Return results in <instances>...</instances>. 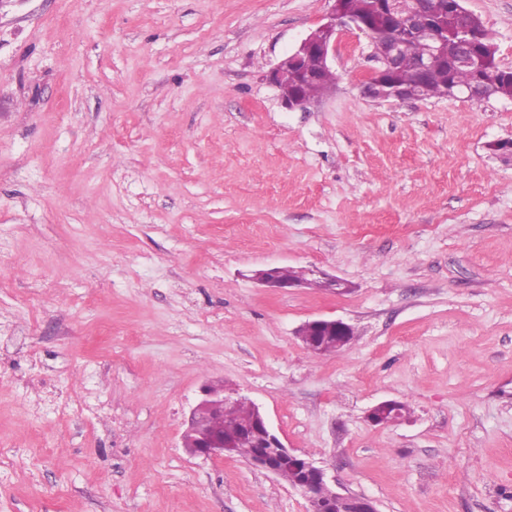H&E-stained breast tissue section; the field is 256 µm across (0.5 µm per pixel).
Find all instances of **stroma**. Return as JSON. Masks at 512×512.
<instances>
[{"label": "stroma", "instance_id": "obj_1", "mask_svg": "<svg viewBox=\"0 0 512 512\" xmlns=\"http://www.w3.org/2000/svg\"><path fill=\"white\" fill-rule=\"evenodd\" d=\"M332 5L0 6V512H306L185 450L207 382L378 512H512V101L366 98L353 32L286 108L264 75ZM464 5L512 68V0ZM279 267H269L266 269H262L256 272L255 274V280L262 286L266 288H272L274 290H284L287 288H293L298 287L302 285H314L318 284L319 287L323 288H331L333 290L338 291H347L348 288L342 280L336 279L334 276H329L325 273H322V278L324 280L317 281V280H306L302 277L296 280H288L291 278H295L299 275H301L298 271L294 270L290 267L282 266L279 270V277L283 280H286L288 282L281 281L276 276V270H278ZM296 334L306 349L316 355L329 354L336 345L338 348H344L354 336L353 329L349 324L341 320L324 318L305 322L299 327ZM310 336L316 337L311 339ZM321 336H336L338 341L336 342V339H333L332 341L319 343ZM401 406V407H400ZM408 413V409L401 402L387 400L373 406L368 414L367 420L373 425H388L397 423L404 419V415L400 413Z\"/></svg>", "mask_w": 512, "mask_h": 512}]
</instances>
